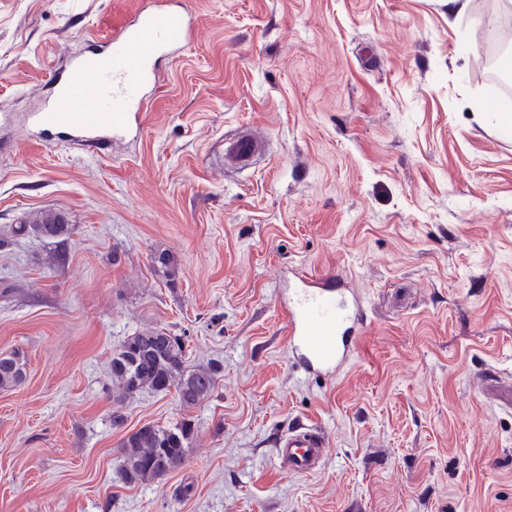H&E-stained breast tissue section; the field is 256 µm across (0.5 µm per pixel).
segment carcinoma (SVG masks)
Instances as JSON below:
<instances>
[{
  "label": "carcinoma",
  "mask_w": 512,
  "mask_h": 512,
  "mask_svg": "<svg viewBox=\"0 0 512 512\" xmlns=\"http://www.w3.org/2000/svg\"><path fill=\"white\" fill-rule=\"evenodd\" d=\"M18 231L63 245L72 227L42 222L21 224ZM111 371L117 397L173 388L180 404L187 409L198 406L212 395L220 373L212 365H190L183 337L161 330L142 331L128 337L113 354ZM25 377L26 362L20 353L0 355V390L19 386ZM193 437L194 424L189 419L171 427L144 425L129 434L121 444L124 482L129 485L148 483L179 468L187 458Z\"/></svg>",
  "instance_id": "cac0c4a2"
}]
</instances>
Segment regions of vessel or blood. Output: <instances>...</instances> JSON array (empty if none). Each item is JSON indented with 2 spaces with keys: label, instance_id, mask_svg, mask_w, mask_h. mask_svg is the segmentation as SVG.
<instances>
[{
  "label": "vessel or blood",
  "instance_id": "1",
  "mask_svg": "<svg viewBox=\"0 0 512 512\" xmlns=\"http://www.w3.org/2000/svg\"><path fill=\"white\" fill-rule=\"evenodd\" d=\"M195 30L192 12L171 7L170 0H146L106 48H90L52 73L43 105L30 115L32 128L44 138L79 146L136 137L157 60L178 55ZM265 153L262 136L241 132L224 144V168L245 169ZM280 307L293 357L305 373L328 377L352 359L366 311L341 280L291 272ZM275 451L283 468L309 475L320 469L330 448L321 429L302 424L281 435Z\"/></svg>",
  "mask_w": 512,
  "mask_h": 512
}]
</instances>
